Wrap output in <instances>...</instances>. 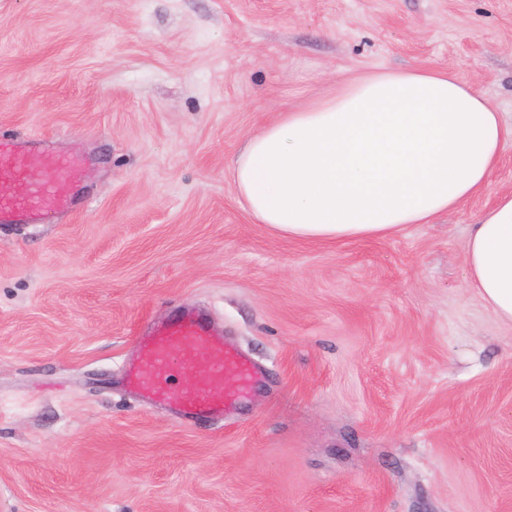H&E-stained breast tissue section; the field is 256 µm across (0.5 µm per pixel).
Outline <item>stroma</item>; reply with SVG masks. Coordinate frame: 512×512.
Wrapping results in <instances>:
<instances>
[{
    "label": "stroma",
    "mask_w": 512,
    "mask_h": 512,
    "mask_svg": "<svg viewBox=\"0 0 512 512\" xmlns=\"http://www.w3.org/2000/svg\"><path fill=\"white\" fill-rule=\"evenodd\" d=\"M436 68L512 125V0H0V138L85 157L70 210L0 224V512H512V324L470 288L487 185L385 238L252 223L244 141L377 70ZM205 313L263 371L179 422L124 383Z\"/></svg>",
    "instance_id": "obj_1"
}]
</instances>
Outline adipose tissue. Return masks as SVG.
<instances>
[{"mask_svg":"<svg viewBox=\"0 0 512 512\" xmlns=\"http://www.w3.org/2000/svg\"><path fill=\"white\" fill-rule=\"evenodd\" d=\"M448 71L385 70L281 112L249 137L231 179L252 221L300 241L384 238L483 188L508 134ZM468 278L512 322V194L474 224Z\"/></svg>","mask_w":512,"mask_h":512,"instance_id":"adipose-tissue-1","label":"adipose tissue"}]
</instances>
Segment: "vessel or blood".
Segmentation results:
<instances>
[{"label": "vessel or blood", "instance_id": "1", "mask_svg": "<svg viewBox=\"0 0 512 512\" xmlns=\"http://www.w3.org/2000/svg\"><path fill=\"white\" fill-rule=\"evenodd\" d=\"M80 164L57 160L34 146L0 140V223H28L46 209H68ZM26 185L24 196L13 192ZM257 365L224 341L222 330L186 309L142 336L126 376L146 397L171 405L177 417H220L244 397Z\"/></svg>", "mask_w": 512, "mask_h": 512}]
</instances>
